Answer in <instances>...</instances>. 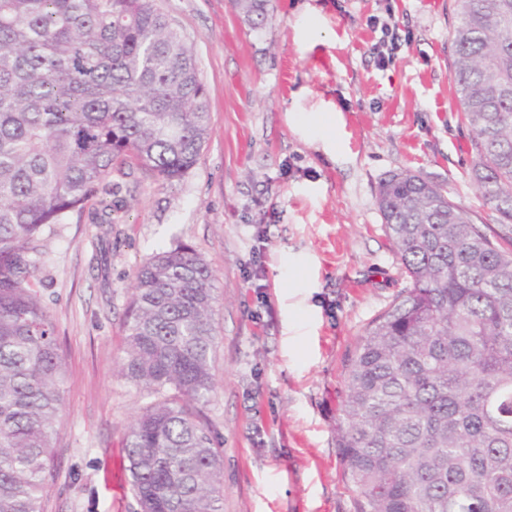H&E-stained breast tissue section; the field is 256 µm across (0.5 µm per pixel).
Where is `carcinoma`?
Here are the masks:
<instances>
[{
    "label": "carcinoma",
    "instance_id": "obj_1",
    "mask_svg": "<svg viewBox=\"0 0 512 512\" xmlns=\"http://www.w3.org/2000/svg\"><path fill=\"white\" fill-rule=\"evenodd\" d=\"M452 82L494 236L410 171L377 206L410 287L367 327L337 425L357 512H512V0H457ZM253 29L266 0H244ZM209 134L192 47L156 0H0V512H43L63 405L36 291L44 226L133 163L184 177ZM213 274L180 243L131 289L121 374L157 399L124 445L139 512H222Z\"/></svg>",
    "mask_w": 512,
    "mask_h": 512
}]
</instances>
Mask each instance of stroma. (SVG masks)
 I'll list each match as a JSON object with an SVG mask.
<instances>
[{
	"label": "stroma",
	"instance_id": "35a3bbf8",
	"mask_svg": "<svg viewBox=\"0 0 512 512\" xmlns=\"http://www.w3.org/2000/svg\"><path fill=\"white\" fill-rule=\"evenodd\" d=\"M159 5L193 47L209 135L179 180L113 174L111 225L90 207L39 236L37 289L65 362L44 512H138L121 457L152 396L120 373L125 322L138 266L180 242L214 275L202 421L223 450V512H356L336 439L345 375L409 286L378 186L410 171L499 224L454 96L456 0H269L258 30L236 0ZM389 19L400 40L383 65L373 47ZM327 112L331 152L291 120Z\"/></svg>",
	"mask_w": 512,
	"mask_h": 512
}]
</instances>
